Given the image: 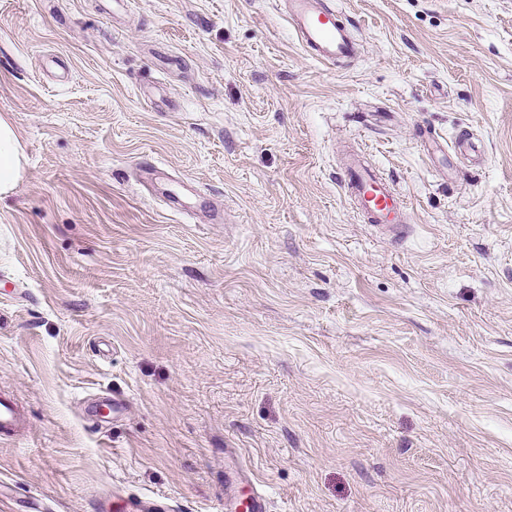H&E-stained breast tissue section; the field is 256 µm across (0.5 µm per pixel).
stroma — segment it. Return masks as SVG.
I'll list each match as a JSON object with an SVG mask.
<instances>
[{
	"instance_id": "stroma-1",
	"label": "stroma",
	"mask_w": 512,
	"mask_h": 512,
	"mask_svg": "<svg viewBox=\"0 0 512 512\" xmlns=\"http://www.w3.org/2000/svg\"><path fill=\"white\" fill-rule=\"evenodd\" d=\"M330 2L332 68L282 0H0V512H512V0ZM322 0H286L288 18L305 52L322 64L336 65L357 55V44L338 11ZM26 160L15 125L0 117V198L11 195L25 175ZM344 197L377 227H399L407 222V207L391 179L358 155H350L340 174ZM252 487L248 491V496L240 498L234 502L233 498H227L224 501V510L230 512H268V502L265 495L256 487L253 480H250Z\"/></svg>"
}]
</instances>
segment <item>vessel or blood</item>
Returning <instances> with one entry per match:
<instances>
[{"label":"vessel or blood","instance_id":"1","mask_svg":"<svg viewBox=\"0 0 512 512\" xmlns=\"http://www.w3.org/2000/svg\"><path fill=\"white\" fill-rule=\"evenodd\" d=\"M288 18L305 52L322 64H336L356 56L357 44L336 9L322 0H285ZM346 200L377 227H398L407 221V207L391 179L358 155H350L340 174ZM228 512H268V502L258 488L246 497L227 500Z\"/></svg>","mask_w":512,"mask_h":512}]
</instances>
